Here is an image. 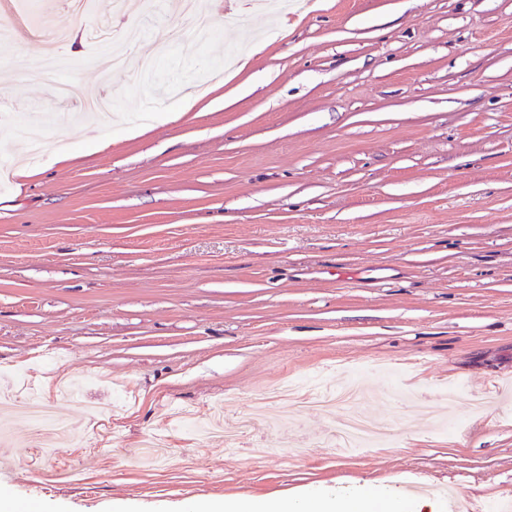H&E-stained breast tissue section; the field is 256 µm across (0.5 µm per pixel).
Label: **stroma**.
Listing matches in <instances>:
<instances>
[{
    "instance_id": "stroma-1",
    "label": "stroma",
    "mask_w": 512,
    "mask_h": 512,
    "mask_svg": "<svg viewBox=\"0 0 512 512\" xmlns=\"http://www.w3.org/2000/svg\"><path fill=\"white\" fill-rule=\"evenodd\" d=\"M241 0L208 41L164 14L14 0L0 42V462L7 512H212L341 500L375 512L456 485L512 502V0ZM110 17L153 86L59 48L58 79L111 93L96 124L42 79L46 30ZM356 273L340 280L337 270ZM80 381L54 407L86 437L80 478L39 474L46 435L10 399ZM364 371L393 447L321 438L345 408L273 407L241 447L197 440L180 409L225 400V428L286 377ZM110 413L96 423L91 407ZM177 453L153 461L145 434Z\"/></svg>"
}]
</instances>
